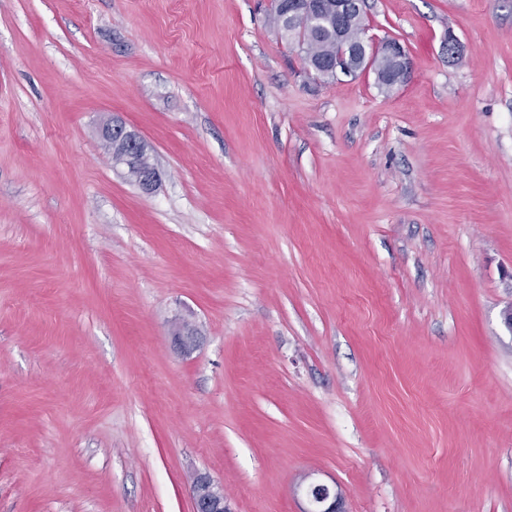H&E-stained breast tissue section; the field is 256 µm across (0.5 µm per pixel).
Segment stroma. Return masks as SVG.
Masks as SVG:
<instances>
[{"mask_svg":"<svg viewBox=\"0 0 512 512\" xmlns=\"http://www.w3.org/2000/svg\"><path fill=\"white\" fill-rule=\"evenodd\" d=\"M271 9L0 0V512H512V0H366L388 92ZM373 56H385L389 58L394 64L384 59L376 58L372 62V69L374 73H378L381 77L385 74H391L387 77L388 83L393 86L402 85L407 82L411 72L410 58L405 48L395 39H384L371 43ZM97 132L101 141L111 146L113 141L118 145V149L111 152L113 170L144 192H152L157 188L161 174L154 164L147 168L141 167L140 160L147 153L148 146L136 131L128 128L123 121L112 118L103 122ZM193 512H230L224 486L206 472L195 475L192 483ZM306 507L301 512H343L339 507L341 493L329 485L311 481L303 488Z\"/></svg>","mask_w":512,"mask_h":512,"instance_id":"stroma-1","label":"stroma"}]
</instances>
